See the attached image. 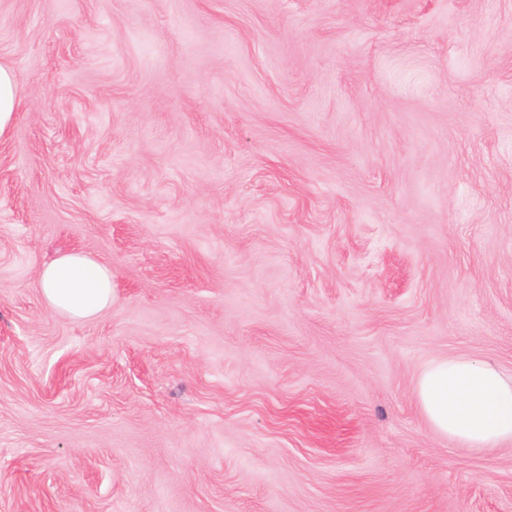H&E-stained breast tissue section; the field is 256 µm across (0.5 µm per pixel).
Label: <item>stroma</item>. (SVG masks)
I'll return each mask as SVG.
<instances>
[{"label":"stroma","instance_id":"35a3bbf8","mask_svg":"<svg viewBox=\"0 0 512 512\" xmlns=\"http://www.w3.org/2000/svg\"><path fill=\"white\" fill-rule=\"evenodd\" d=\"M0 65V512H512L416 397L512 376V0H0ZM18 79L14 71L0 65V138L11 128L17 107ZM41 295L54 311L91 319L112 306V269L85 253L65 254L40 273Z\"/></svg>","mask_w":512,"mask_h":512}]
</instances>
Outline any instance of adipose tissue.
I'll return each mask as SVG.
<instances>
[{
    "mask_svg": "<svg viewBox=\"0 0 512 512\" xmlns=\"http://www.w3.org/2000/svg\"><path fill=\"white\" fill-rule=\"evenodd\" d=\"M41 295L54 311L91 319L112 305V270L84 253L59 257L40 273ZM420 408L438 432L470 447L512 441V378L466 357L430 362L417 384Z\"/></svg>",
    "mask_w": 512,
    "mask_h": 512,
    "instance_id": "ef3b65f1",
    "label": "adipose tissue"
}]
</instances>
